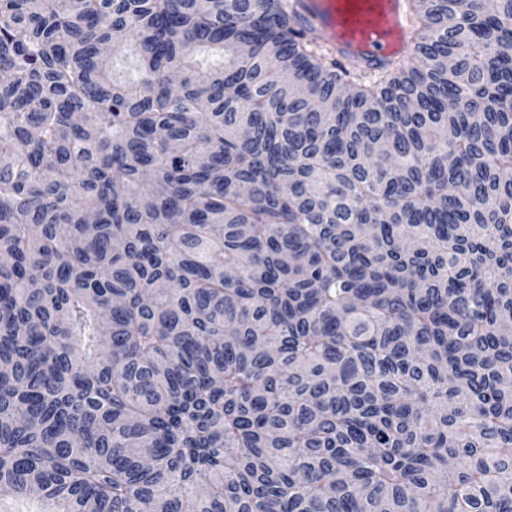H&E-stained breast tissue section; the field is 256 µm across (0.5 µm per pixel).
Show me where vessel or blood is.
Returning <instances> with one entry per match:
<instances>
[{
    "label": "vessel or blood",
    "mask_w": 512,
    "mask_h": 512,
    "mask_svg": "<svg viewBox=\"0 0 512 512\" xmlns=\"http://www.w3.org/2000/svg\"><path fill=\"white\" fill-rule=\"evenodd\" d=\"M407 0H296L298 27L320 32L339 62L373 65L408 50Z\"/></svg>",
    "instance_id": "b4317fda"
}]
</instances>
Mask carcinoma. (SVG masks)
I'll return each instance as SVG.
<instances>
[{
	"mask_svg": "<svg viewBox=\"0 0 512 512\" xmlns=\"http://www.w3.org/2000/svg\"><path fill=\"white\" fill-rule=\"evenodd\" d=\"M408 16L0 0V491L512 512V0ZM295 23L316 29L341 63L373 65L408 50L407 0H295Z\"/></svg>",
	"mask_w": 512,
	"mask_h": 512,
	"instance_id": "1",
	"label": "carcinoma"
}]
</instances>
